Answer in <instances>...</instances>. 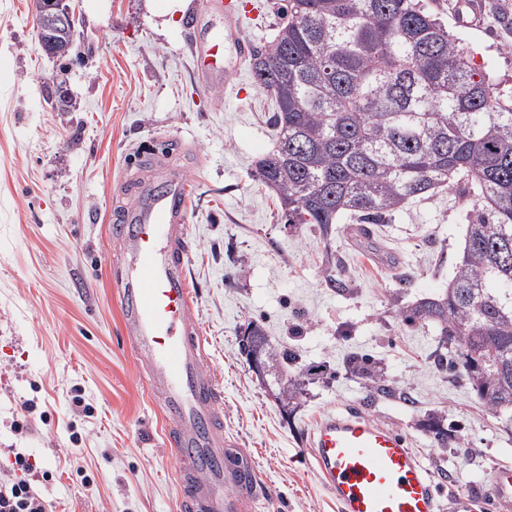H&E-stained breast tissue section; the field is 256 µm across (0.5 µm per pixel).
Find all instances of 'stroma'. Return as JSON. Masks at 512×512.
Masks as SVG:
<instances>
[{
	"mask_svg": "<svg viewBox=\"0 0 512 512\" xmlns=\"http://www.w3.org/2000/svg\"><path fill=\"white\" fill-rule=\"evenodd\" d=\"M226 34L271 41L283 0H239ZM475 67L512 96V0H483L478 27L453 18L457 0H423ZM166 0H77L69 58L40 49L34 0H0V473L9 449L51 480L34 486L51 512H179L176 460L120 321L109 226L133 198L124 185L139 159L177 142L189 156L195 317L208 369L221 382L228 460L259 479L244 512H339L310 463L323 416L359 407L401 431L441 496L485 497L495 468L512 466V422L498 417L453 371L435 364L440 331L409 327L399 308L445 290L472 205L465 189L411 200L378 241L399 258L366 253L350 220L331 231L286 223L252 164L273 147L270 95L242 64L230 88L193 79L190 40L207 0H189L179 27ZM345 290L329 286L326 268ZM261 322L273 348L316 372L286 415L272 377L238 351L237 331ZM381 362L412 407L369 396L345 368L349 353ZM437 413L440 447L422 427Z\"/></svg>",
	"mask_w": 512,
	"mask_h": 512,
	"instance_id": "1",
	"label": "stroma"
}]
</instances>
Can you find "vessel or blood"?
<instances>
[{
    "label": "vessel or blood",
    "instance_id": "b4317fda",
    "mask_svg": "<svg viewBox=\"0 0 512 512\" xmlns=\"http://www.w3.org/2000/svg\"><path fill=\"white\" fill-rule=\"evenodd\" d=\"M193 74L205 87L229 82L246 44L228 41L223 26L206 24L191 44ZM112 236L121 321L140 371L166 422L174 453L180 512H229L236 488L250 498L254 484L236 483L224 467V407L218 380L206 369L208 352L194 317L186 271L189 183L173 152L141 159ZM314 471L339 512H473L470 496L441 502L429 470L398 430L373 423L357 409L320 421L311 435ZM512 505V468L494 470L487 490Z\"/></svg>",
    "mask_w": 512,
    "mask_h": 512
}]
</instances>
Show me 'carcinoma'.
Wrapping results in <instances>:
<instances>
[{
    "instance_id": "cac0c4a2",
    "label": "carcinoma",
    "mask_w": 512,
    "mask_h": 512,
    "mask_svg": "<svg viewBox=\"0 0 512 512\" xmlns=\"http://www.w3.org/2000/svg\"><path fill=\"white\" fill-rule=\"evenodd\" d=\"M288 21L253 51L270 93L275 146L253 176L286 222L324 231L343 218L381 224L414 198L464 185L473 201L462 254L438 296L403 307L441 331L437 364L512 420V98L473 67L421 0H287ZM269 345L251 321L239 347ZM295 361L265 352L270 370ZM351 371L377 393L415 404L366 355ZM293 399L304 376L276 377Z\"/></svg>"
}]
</instances>
